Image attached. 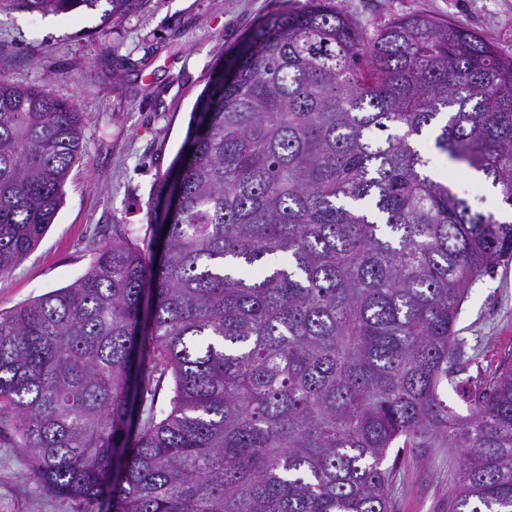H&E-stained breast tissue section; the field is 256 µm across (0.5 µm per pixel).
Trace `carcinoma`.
I'll use <instances>...</instances> for the list:
<instances>
[{
  "label": "carcinoma",
  "mask_w": 512,
  "mask_h": 512,
  "mask_svg": "<svg viewBox=\"0 0 512 512\" xmlns=\"http://www.w3.org/2000/svg\"><path fill=\"white\" fill-rule=\"evenodd\" d=\"M424 137L512 209V55L427 16L368 35L328 0L262 19L201 92L146 247L0 312V420L34 484L108 512H391L390 452L437 444L464 450L448 512H512V354L473 387L456 330L512 220L429 175ZM83 152L74 103L0 78L1 276Z\"/></svg>",
  "instance_id": "carcinoma-1"
}]
</instances>
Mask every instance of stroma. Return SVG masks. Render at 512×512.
Segmentation results:
<instances>
[{
    "label": "stroma",
    "mask_w": 512,
    "mask_h": 512,
    "mask_svg": "<svg viewBox=\"0 0 512 512\" xmlns=\"http://www.w3.org/2000/svg\"><path fill=\"white\" fill-rule=\"evenodd\" d=\"M306 0H149L135 13L102 21L100 11L42 14L0 9V77L39 84L73 101L83 114L85 152L64 187V203L35 249L0 276V310L65 287L84 275L112 239L143 240L163 207L157 184L181 151L191 113L216 62L243 46L254 26ZM365 32L409 15L432 16L477 31L512 54V0H332ZM423 152L443 180L472 209L501 215L498 194L467 176L466 168ZM484 379L512 354V263L478 280L457 323ZM0 422V512H107L37 487L23 448ZM462 457L458 448H408L391 492L392 512H448V493Z\"/></svg>",
    "instance_id": "35a3bbf8"
}]
</instances>
